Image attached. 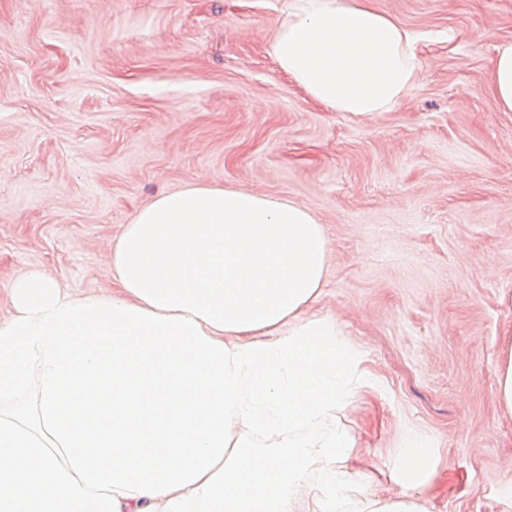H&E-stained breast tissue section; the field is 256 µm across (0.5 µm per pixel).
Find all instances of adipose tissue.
Wrapping results in <instances>:
<instances>
[{"label":"adipose tissue","mask_w":512,"mask_h":512,"mask_svg":"<svg viewBox=\"0 0 512 512\" xmlns=\"http://www.w3.org/2000/svg\"><path fill=\"white\" fill-rule=\"evenodd\" d=\"M413 39L368 0H290L272 52L314 102L364 118L417 85ZM489 91L512 112V41L496 49ZM328 259L305 206L192 186L124 226L115 290L71 293L42 271L11 282L0 512H428L435 451L422 436L397 456L394 496L354 500L353 437L309 433L361 383L360 352L308 312Z\"/></svg>","instance_id":"adipose-tissue-1"}]
</instances>
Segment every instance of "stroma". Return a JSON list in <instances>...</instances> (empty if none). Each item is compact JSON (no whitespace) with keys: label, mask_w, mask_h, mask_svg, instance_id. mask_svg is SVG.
<instances>
[{"label":"stroma","mask_w":512,"mask_h":512,"mask_svg":"<svg viewBox=\"0 0 512 512\" xmlns=\"http://www.w3.org/2000/svg\"><path fill=\"white\" fill-rule=\"evenodd\" d=\"M419 36L422 78L362 120L282 71L288 0H0V320L31 270L114 288L124 224L218 185L304 205L329 267L313 314L361 353L337 421L359 486L397 491L408 431L436 450L428 512H512V112L488 87L512 0H371ZM496 397L501 411L512 416V343L505 347L496 374Z\"/></svg>","instance_id":"1"}]
</instances>
